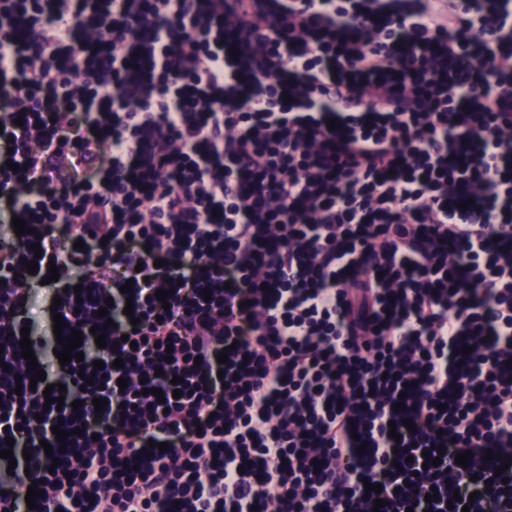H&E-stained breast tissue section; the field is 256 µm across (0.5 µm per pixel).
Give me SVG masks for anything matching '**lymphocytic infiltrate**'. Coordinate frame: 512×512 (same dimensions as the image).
I'll list each match as a JSON object with an SVG mask.
<instances>
[{
	"mask_svg": "<svg viewBox=\"0 0 512 512\" xmlns=\"http://www.w3.org/2000/svg\"><path fill=\"white\" fill-rule=\"evenodd\" d=\"M1 280L0 512H512V0H0Z\"/></svg>",
	"mask_w": 512,
	"mask_h": 512,
	"instance_id": "f902f5d3",
	"label": "lymphocytic infiltrate"
}]
</instances>
